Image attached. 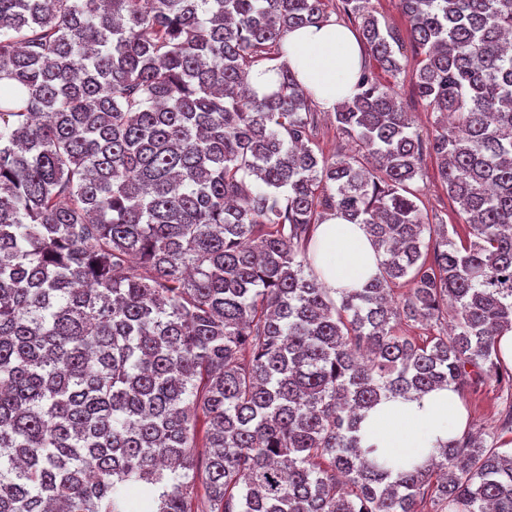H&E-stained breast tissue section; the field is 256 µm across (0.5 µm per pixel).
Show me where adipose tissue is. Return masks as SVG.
Wrapping results in <instances>:
<instances>
[{
	"instance_id": "obj_1",
	"label": "adipose tissue",
	"mask_w": 512,
	"mask_h": 512,
	"mask_svg": "<svg viewBox=\"0 0 512 512\" xmlns=\"http://www.w3.org/2000/svg\"><path fill=\"white\" fill-rule=\"evenodd\" d=\"M282 61L322 111L354 94L355 73L362 61L354 32L330 19L295 28L284 36ZM314 268L332 295L360 289L379 272L380 257L363 225L335 213L315 234ZM468 416L458 392L440 387L410 399H389L370 410L359 434L364 446L387 449L398 461L425 463L440 444L466 430Z\"/></svg>"
}]
</instances>
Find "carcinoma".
<instances>
[{"instance_id":"carcinoma-1","label":"carcinoma","mask_w":512,"mask_h":512,"mask_svg":"<svg viewBox=\"0 0 512 512\" xmlns=\"http://www.w3.org/2000/svg\"><path fill=\"white\" fill-rule=\"evenodd\" d=\"M340 3L377 71L334 112L361 155L329 158L287 65L247 85L326 0H0V512H512L498 432L428 465L358 435L384 398L512 389V0H400L410 58ZM410 65L427 138L381 80ZM427 153L461 247L418 205ZM328 211L382 255L337 300Z\"/></svg>"}]
</instances>
